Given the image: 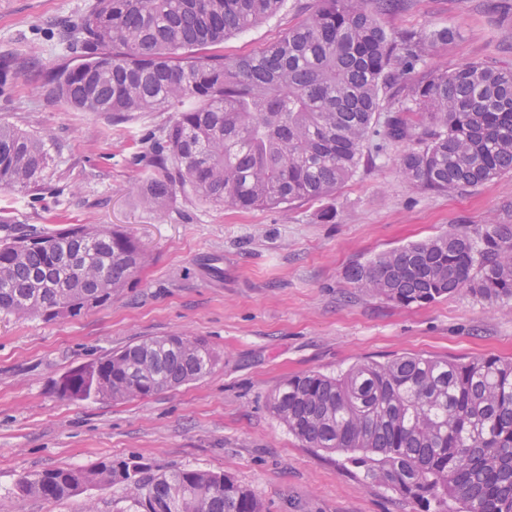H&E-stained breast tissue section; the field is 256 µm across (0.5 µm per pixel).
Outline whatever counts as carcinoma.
<instances>
[{"instance_id":"obj_1","label":"carcinoma","mask_w":512,"mask_h":512,"mask_svg":"<svg viewBox=\"0 0 512 512\" xmlns=\"http://www.w3.org/2000/svg\"><path fill=\"white\" fill-rule=\"evenodd\" d=\"M401 0H318L258 54L210 49L278 13L286 0H96L68 26L76 63L48 71L81 112L174 109L152 145L144 203L190 189L240 209L333 194L358 169L371 137L412 141L400 172L450 192L512 171V69L469 63L407 76L447 28L391 33L377 21ZM398 107L383 129L385 99ZM46 141L0 125V191L44 176ZM149 257L130 234L77 224L0 241V311L54 320L101 306ZM355 287L404 307L469 294L512 303V224L448 231L375 255L347 271ZM220 354L185 333L148 338L79 366L58 389L76 400L137 399L202 377ZM272 414L309 448L339 451L365 480L422 512H512V360L400 356L328 376L294 375L268 395ZM91 484L124 486L134 512H260L222 472L158 473L138 456L29 473L16 489L55 502Z\"/></svg>"}]
</instances>
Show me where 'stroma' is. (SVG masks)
Masks as SVG:
<instances>
[{
  "instance_id": "obj_1",
  "label": "stroma",
  "mask_w": 512,
  "mask_h": 512,
  "mask_svg": "<svg viewBox=\"0 0 512 512\" xmlns=\"http://www.w3.org/2000/svg\"><path fill=\"white\" fill-rule=\"evenodd\" d=\"M93 0H0V55L15 59L0 122L47 140L52 162L37 189L0 192V239L73 224L126 231L151 255L103 306L45 322L0 313V512H130L119 485H93L49 503L17 493L31 471L88 467L130 455L165 472L224 471L262 512H419L364 480L344 453L303 445L272 414L269 392L301 373L423 355L512 360V305L455 295L402 307L357 288L352 264L454 228L512 224V172L466 191L407 182L404 142L367 144L334 194L277 208L240 210L180 190L148 207L141 188L151 140L175 112L115 121L80 112L46 80L75 58L60 31ZM315 0H288L276 16L228 35L233 58L261 52L308 15ZM392 32L449 28L427 47L410 81L432 70L493 61L512 68V0H403L378 15ZM184 332L224 359L203 377L133 400H73L60 379L141 340Z\"/></svg>"
}]
</instances>
